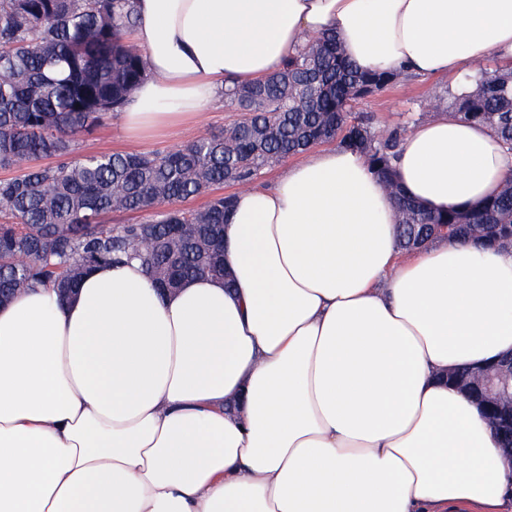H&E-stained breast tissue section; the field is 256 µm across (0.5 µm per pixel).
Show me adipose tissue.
<instances>
[{
	"instance_id": "adipose-tissue-1",
	"label": "adipose tissue",
	"mask_w": 512,
	"mask_h": 512,
	"mask_svg": "<svg viewBox=\"0 0 512 512\" xmlns=\"http://www.w3.org/2000/svg\"><path fill=\"white\" fill-rule=\"evenodd\" d=\"M148 76L121 122L162 134L334 34L359 69L455 80L512 64V0H136ZM403 194L432 213L512 181L449 111L411 125ZM364 156L319 148L237 193L223 278L139 261L0 304V512H512V454L448 375L512 355V246L403 253Z\"/></svg>"
}]
</instances>
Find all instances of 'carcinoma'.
I'll return each mask as SVG.
<instances>
[{
  "label": "carcinoma",
  "instance_id": "obj_1",
  "mask_svg": "<svg viewBox=\"0 0 512 512\" xmlns=\"http://www.w3.org/2000/svg\"><path fill=\"white\" fill-rule=\"evenodd\" d=\"M137 23L134 0H0V303L42 285L71 290L90 269L138 259L156 283L213 276L229 283L221 244L234 196L203 209L180 203L224 182L249 184L263 169L318 143L359 150L395 196L401 247L433 242L438 227L488 245L512 246V185L475 208L433 214L398 191L391 160L400 126L376 128L352 103L399 74L361 71L336 38L309 42L278 73L233 88L224 99L243 118L174 150L74 158L75 137L120 112L147 77L145 58L125 42ZM464 119L512 145V70L486 73L456 98ZM51 163L38 165L36 161ZM159 211L114 225V213ZM181 224L172 235L166 225Z\"/></svg>",
  "mask_w": 512,
  "mask_h": 512
}]
</instances>
